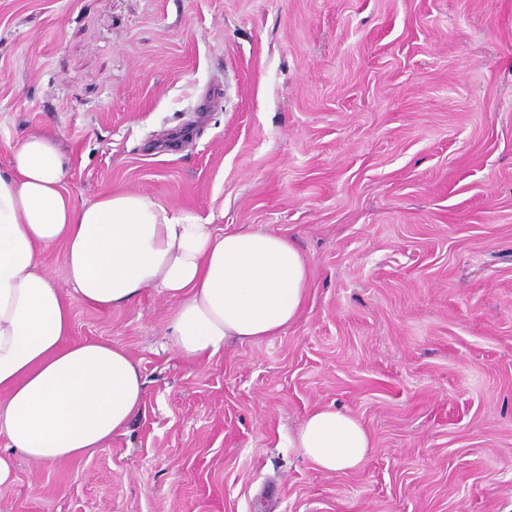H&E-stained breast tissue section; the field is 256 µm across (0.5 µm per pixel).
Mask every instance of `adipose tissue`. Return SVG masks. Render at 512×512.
I'll return each instance as SVG.
<instances>
[{
  "mask_svg": "<svg viewBox=\"0 0 512 512\" xmlns=\"http://www.w3.org/2000/svg\"><path fill=\"white\" fill-rule=\"evenodd\" d=\"M0 168V486L13 456L52 466L93 452L144 405L145 381L122 347L68 343L71 307L43 267L63 246L66 281L86 304H130L149 289L173 302L170 336L204 364L229 341L280 334L304 304L305 255L288 237L251 227L215 231L152 196L111 192L78 207L55 136L6 143ZM288 445L326 472L358 469L372 440L350 413L310 410Z\"/></svg>",
  "mask_w": 512,
  "mask_h": 512,
  "instance_id": "adipose-tissue-1",
  "label": "adipose tissue"
}]
</instances>
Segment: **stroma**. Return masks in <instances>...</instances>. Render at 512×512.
<instances>
[{
  "mask_svg": "<svg viewBox=\"0 0 512 512\" xmlns=\"http://www.w3.org/2000/svg\"><path fill=\"white\" fill-rule=\"evenodd\" d=\"M57 137L115 191L288 236L300 317L204 365L155 291L72 301L145 408L93 456L17 457L0 512H512V0H0V146ZM317 406L373 448L289 447ZM288 445L326 472L357 470L368 457L372 440L364 425L350 413L332 406L310 410Z\"/></svg>",
  "mask_w": 512,
  "mask_h": 512,
  "instance_id": "1",
  "label": "stroma"
}]
</instances>
